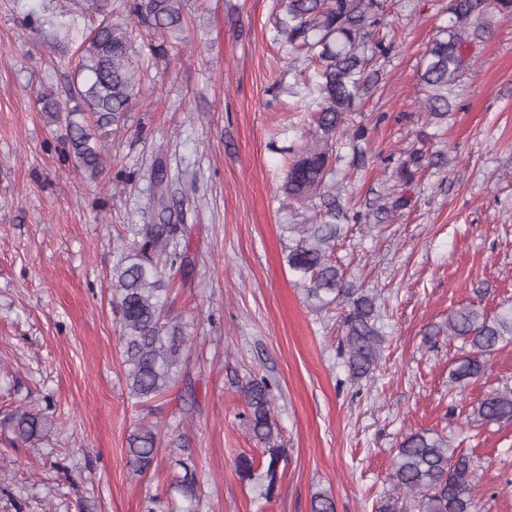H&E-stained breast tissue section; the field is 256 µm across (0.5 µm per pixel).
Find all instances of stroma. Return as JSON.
<instances>
[{"mask_svg":"<svg viewBox=\"0 0 512 512\" xmlns=\"http://www.w3.org/2000/svg\"><path fill=\"white\" fill-rule=\"evenodd\" d=\"M73 11L70 0H0V512H147L154 498L170 512L185 456L203 491L197 512H311L319 491L336 512H375L404 434L420 429L467 449L477 512H512V422L477 427L463 415L512 389V343L456 394L448 372L470 346L424 339L475 297L494 313L512 309V19L496 0L444 120L423 111L419 76L448 0H389L394 48L352 116L367 129V161L352 166L346 148L338 164L345 198L368 218L336 259L376 297L386 335L379 367L359 381L338 348L339 308L312 311L286 261V225L310 223L313 209L289 206L282 190L308 128L306 90L273 39L276 0H186L165 56L135 43L139 93L96 181L67 157L66 129L41 104L69 100L79 43L62 23ZM416 149L447 152L448 165L402 184L396 163ZM158 161L183 205L191 261L167 312L193 343L185 380L136 407L112 269L129 225L151 220ZM377 202L391 208L380 222L369 214ZM254 375L275 387L286 450L268 498L234 468L237 456H262L241 418L240 389ZM19 405L51 417L38 440L17 441L7 415ZM145 420L175 426L185 447L165 448L140 476L125 453Z\"/></svg>","mask_w":512,"mask_h":512,"instance_id":"obj_1","label":"stroma"}]
</instances>
